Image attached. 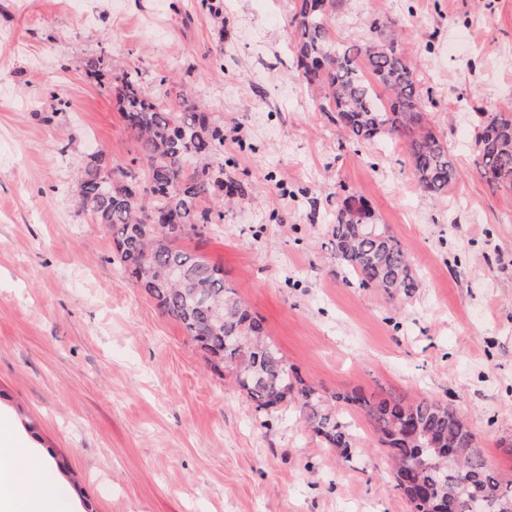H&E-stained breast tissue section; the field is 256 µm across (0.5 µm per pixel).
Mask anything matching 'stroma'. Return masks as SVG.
<instances>
[{"mask_svg": "<svg viewBox=\"0 0 512 512\" xmlns=\"http://www.w3.org/2000/svg\"><path fill=\"white\" fill-rule=\"evenodd\" d=\"M293 10L224 0L219 21L200 0H0V424L68 460L79 486L51 482L72 512H408L362 416L349 460L289 407L261 426L114 262L110 229L76 199L92 147L112 166L136 155L114 95L85 72L100 54L105 81L135 69L152 91L173 76L165 104H203L223 126L243 193L179 245L223 267L301 378L451 403L512 480V190L483 178L475 150L481 113H512V0L331 11L336 44L365 45L380 18L405 49L460 173L439 198L416 187L405 141L353 145L321 112L286 51ZM351 195L406 248L412 296L345 283L324 216Z\"/></svg>", "mask_w": 512, "mask_h": 512, "instance_id": "obj_1", "label": "stroma"}]
</instances>
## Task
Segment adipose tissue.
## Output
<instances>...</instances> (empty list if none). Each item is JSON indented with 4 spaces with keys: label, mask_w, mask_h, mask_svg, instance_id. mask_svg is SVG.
Listing matches in <instances>:
<instances>
[{
    "label": "adipose tissue",
    "mask_w": 512,
    "mask_h": 512,
    "mask_svg": "<svg viewBox=\"0 0 512 512\" xmlns=\"http://www.w3.org/2000/svg\"><path fill=\"white\" fill-rule=\"evenodd\" d=\"M45 460L0 427V512H68L65 494L46 493Z\"/></svg>",
    "instance_id": "1"
}]
</instances>
